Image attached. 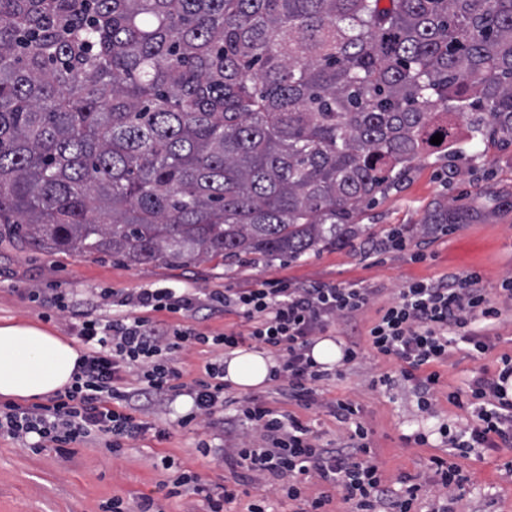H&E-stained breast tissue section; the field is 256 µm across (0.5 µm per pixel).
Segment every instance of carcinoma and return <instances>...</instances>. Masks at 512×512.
Instances as JSON below:
<instances>
[{
	"mask_svg": "<svg viewBox=\"0 0 512 512\" xmlns=\"http://www.w3.org/2000/svg\"><path fill=\"white\" fill-rule=\"evenodd\" d=\"M461 125L512 140V0H0V237L34 249L296 260Z\"/></svg>",
	"mask_w": 512,
	"mask_h": 512,
	"instance_id": "cac0c4a2",
	"label": "carcinoma"
}]
</instances>
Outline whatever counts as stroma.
Wrapping results in <instances>:
<instances>
[{
	"instance_id": "stroma-1",
	"label": "stroma",
	"mask_w": 512,
	"mask_h": 512,
	"mask_svg": "<svg viewBox=\"0 0 512 512\" xmlns=\"http://www.w3.org/2000/svg\"><path fill=\"white\" fill-rule=\"evenodd\" d=\"M459 150L466 152V160L454 159ZM447 201L477 213L479 222L457 224L449 231L441 225H424L428 210ZM396 232L422 249L426 260L414 262L408 253L392 249L372 253L373 244ZM470 270L480 272L488 289L499 287L502 278L512 275V142L497 138L476 147L462 138L416 161L398 187L364 206L361 232L354 240L336 249L312 251L299 260L134 265L109 254L82 259L1 240L0 325L26 322L67 337L71 315L51 302L59 294L93 305L97 316L108 319L116 291L190 288L202 297L227 285L245 288L259 280L285 278L299 286L332 281L375 289L373 308L338 321L331 329L332 340L346 344L359 340L377 307L390 302L404 283ZM495 332L494 350L479 358L472 356L467 344L449 347L448 361L439 368V399L430 415L419 409L416 393L399 373V362L376 356L366 346L341 378L323 383L319 402L311 408L289 402L270 383L253 394L274 409L297 415L332 447L346 442L347 430L329 404L352 399L371 431L372 446L386 476L418 473L426 477L431 457L446 453L437 428L445 424L455 431L471 418L449 403V390L464 387L477 373L496 374L502 355L512 356V312L504 314ZM385 373L392 377L387 386L377 382ZM136 403L143 419L166 430L168 436L160 439L150 432L130 441L124 459L117 463L95 441L76 445L72 458L65 461L54 449L34 452L0 438V512H100L101 504L115 496L139 501L155 495L157 483L167 478L159 464L165 455L200 473L208 483H232L228 467L202 455L198 444L214 442L226 428L232 431V443L252 440V432L237 423L235 406L225 405L222 412L182 428L177 420L192 407L188 396L173 393L163 401L140 396ZM417 432L429 433L428 445L409 443V436ZM459 463L470 478L458 505L460 512H512V450L478 448Z\"/></svg>"
}]
</instances>
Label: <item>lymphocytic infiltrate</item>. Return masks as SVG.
<instances>
[{"instance_id":"1","label":"lymphocytic infiltrate","mask_w":512,"mask_h":512,"mask_svg":"<svg viewBox=\"0 0 512 512\" xmlns=\"http://www.w3.org/2000/svg\"><path fill=\"white\" fill-rule=\"evenodd\" d=\"M373 300L367 288L316 282L293 286L285 279H266L248 288L228 287L200 298L186 288H143L121 297L119 312L103 319L92 312L77 313L70 329L87 347L72 384L45 404L0 406V437L31 443L33 449L52 448L64 458L74 445L97 440L112 459H121L126 442L146 434L151 425L141 420L133 397L164 399L181 392L192 400L191 410L178 420L188 427L200 416L222 408L227 398L223 362L205 366V379L182 383L175 367L176 353L194 344L213 343L227 350L251 342L274 350L278 365L269 380L288 400L308 407L316 403L319 386L360 357L358 344L342 347L336 368L316 362L312 348L319 335L338 319L367 309ZM237 315L236 329L209 337L184 325L160 320V313L186 314L201 302ZM512 310V277H505L496 292L482 286V276L471 271L452 279L413 281L377 311L364 332L376 354L401 363V377L413 383L421 411H433L438 400L439 365L448 360V348L461 342L477 355L494 344L490 333L504 312ZM495 376L471 378L466 392L452 391L448 401L469 410L471 423L459 432L447 426L451 449L467 455L476 448L512 447V358L503 357ZM333 411L349 432L339 448L321 444L317 433L298 416L267 406L259 398L240 400L237 418L257 437L254 446L222 448L201 442L203 454L213 455L234 474L230 485L209 486L200 474L178 470L162 458L166 480L157 485L164 498L188 493L202 496L205 512H225L238 489L257 484L264 492L253 498L246 512H270L275 499H288L296 512H330L341 500L349 512H416L422 489L419 476L403 474L389 480L370 445V430L349 399L336 401ZM436 494L430 512H456L459 491L469 478L447 459L433 458Z\"/></svg>"}]
</instances>
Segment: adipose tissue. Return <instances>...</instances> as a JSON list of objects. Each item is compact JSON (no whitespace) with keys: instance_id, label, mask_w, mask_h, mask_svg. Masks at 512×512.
Segmentation results:
<instances>
[{"instance_id":"adipose-tissue-1","label":"adipose tissue","mask_w":512,"mask_h":512,"mask_svg":"<svg viewBox=\"0 0 512 512\" xmlns=\"http://www.w3.org/2000/svg\"><path fill=\"white\" fill-rule=\"evenodd\" d=\"M80 350L64 337L29 323L0 326V397L37 402L73 381ZM272 358L261 350H235L224 360V378L247 389L266 383Z\"/></svg>"}]
</instances>
